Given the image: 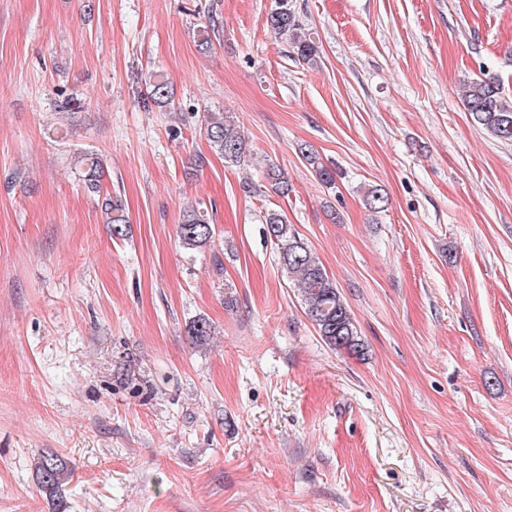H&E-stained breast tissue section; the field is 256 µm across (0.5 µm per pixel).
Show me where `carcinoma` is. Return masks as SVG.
I'll return each instance as SVG.
<instances>
[{"label":"carcinoma","mask_w":512,"mask_h":512,"mask_svg":"<svg viewBox=\"0 0 512 512\" xmlns=\"http://www.w3.org/2000/svg\"><path fill=\"white\" fill-rule=\"evenodd\" d=\"M266 26L273 33L288 39L298 61L308 65L316 61L317 43L302 28L289 0H276V6L267 14ZM461 101L471 119L491 136L505 141L512 140V96L505 92L499 79L487 76L464 85ZM205 136L224 159L236 163L245 161L247 144L234 131L232 121L224 113L212 112L207 116ZM298 150L319 181L327 186L336 183V169L324 164L311 146L302 144ZM77 164L87 191L94 194L101 192L102 170L98 158L85 153L78 156ZM264 178L273 192L283 196L288 194V178L281 169L267 166ZM386 202L381 187L373 186L367 191L366 205L371 210H384ZM102 209L106 223L112 226V238L126 237L128 217L122 200L108 195L103 198ZM263 233L275 244L279 263L288 274V279L296 282L319 336L336 349L360 351L361 343L349 307L308 243L288 224L287 218L276 210L267 212ZM177 235L184 248L201 249L213 237L214 225L210 224L203 212L188 209L177 227ZM212 333V324L203 316L192 320L188 326V335L200 343L207 341ZM34 472L37 487L52 512H66L63 487L71 474L66 458L57 452L41 453L35 462Z\"/></svg>","instance_id":"obj_1"}]
</instances>
